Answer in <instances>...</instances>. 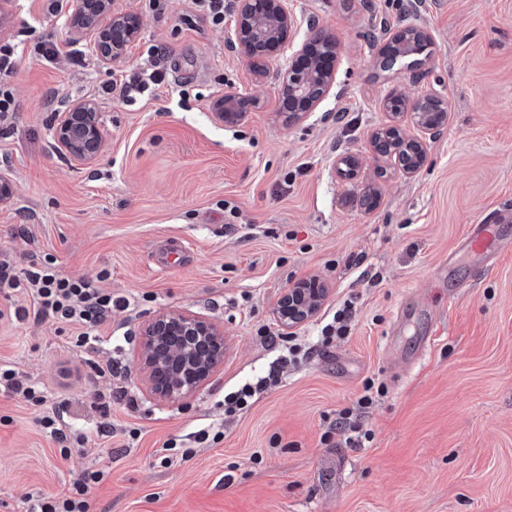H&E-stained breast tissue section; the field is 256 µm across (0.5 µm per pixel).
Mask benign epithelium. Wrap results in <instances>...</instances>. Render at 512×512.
Masks as SVG:
<instances>
[{"label": "benign epithelium", "mask_w": 512, "mask_h": 512, "mask_svg": "<svg viewBox=\"0 0 512 512\" xmlns=\"http://www.w3.org/2000/svg\"><path fill=\"white\" fill-rule=\"evenodd\" d=\"M75 26L93 37L98 60L103 65L119 61L129 43L139 37L140 18L132 13H119L112 0H72ZM238 21L228 39L247 59L266 56L263 46L279 44L297 26L286 0H237ZM340 44L330 34H320L315 24L308 25V35L288 58L278 73L281 93L298 100L299 111L285 116L288 123L312 112L330 94L336 80L334 63L338 61ZM402 111L412 113L424 134L433 137L444 126L448 102L440 93L410 100L395 91ZM246 116L244 98L227 96L217 100L216 117L236 124ZM55 139L75 161L89 163L103 152L106 132L97 103L91 99L77 101L59 113ZM399 139L412 142L416 154L406 157L393 147ZM370 148L374 156L387 160L405 175L411 176L426 159L422 138H411L397 124L384 126L372 133ZM362 159L342 154L333 162L335 177L343 181L355 179ZM329 292L327 284L317 278L296 283L278 300L277 317L282 326L293 329L313 317ZM226 341L220 324L181 310L158 313L140 331L139 369L148 392L155 399L180 404L214 373L224 361Z\"/></svg>", "instance_id": "1"}]
</instances>
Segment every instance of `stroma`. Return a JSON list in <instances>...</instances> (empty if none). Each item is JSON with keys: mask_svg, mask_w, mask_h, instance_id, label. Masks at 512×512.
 <instances>
[{"mask_svg": "<svg viewBox=\"0 0 512 512\" xmlns=\"http://www.w3.org/2000/svg\"><path fill=\"white\" fill-rule=\"evenodd\" d=\"M142 20L123 58L102 65L90 35L47 0H11L0 41L23 56L6 83L20 104L0 120V260L16 272L53 263L130 305L77 346V329L36 317L29 289L0 284V365L40 401L0 388V512H26L39 493L74 492L99 473L91 512H512V252L487 260L462 246L470 224L512 221V0H288L298 20L336 36L330 95L286 123L278 72L290 46L252 68L226 40L236 11L213 28L191 0H116ZM408 24L431 38L428 74L381 70L371 36ZM60 55L46 61L38 43ZM166 74L157 94L129 105L100 87L148 60ZM399 89L448 99V122L413 176H377L372 133L390 124ZM250 96L245 119L219 121L214 102ZM95 100L104 151L81 164L54 127L71 103ZM357 179L334 176L341 153ZM380 194L365 210L366 187ZM451 264L450 277L436 269ZM318 278L329 295L293 329L311 355L244 410L225 394L264 375L280 332L275 308L293 284ZM345 339L320 330L344 302ZM186 310L224 327L220 368L189 400L146 391L140 330ZM432 337L423 346V337ZM382 391L360 417L370 439L329 435L365 383ZM63 409L86 447H61L43 420ZM208 429L219 441L197 443ZM190 460H182L183 452ZM362 159L351 154H342L336 157L333 162V173L335 177L343 181L355 179L361 169ZM349 168V172H347Z\"/></svg>", "mask_w": 512, "mask_h": 512, "instance_id": "1", "label": "stroma"}]
</instances>
